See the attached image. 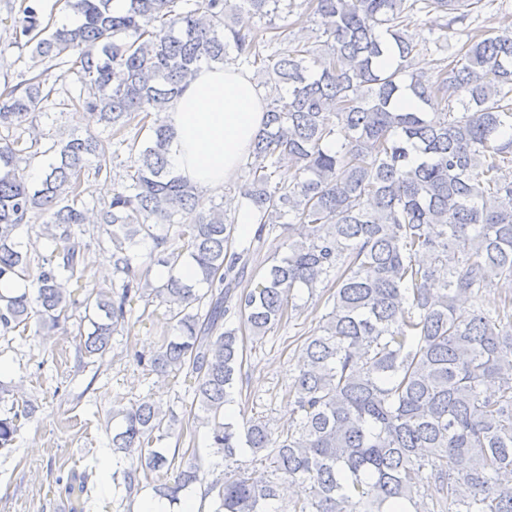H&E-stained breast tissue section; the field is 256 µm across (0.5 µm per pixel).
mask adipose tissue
I'll list each match as a JSON object with an SVG mask.
<instances>
[{
  "label": "adipose tissue",
  "mask_w": 512,
  "mask_h": 512,
  "mask_svg": "<svg viewBox=\"0 0 512 512\" xmlns=\"http://www.w3.org/2000/svg\"><path fill=\"white\" fill-rule=\"evenodd\" d=\"M266 95L247 73L201 68L163 113L173 172L202 192L223 189L265 119Z\"/></svg>",
  "instance_id": "adipose-tissue-1"
}]
</instances>
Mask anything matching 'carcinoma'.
Listing matches in <instances>:
<instances>
[{
  "label": "carcinoma",
  "mask_w": 512,
  "mask_h": 512,
  "mask_svg": "<svg viewBox=\"0 0 512 512\" xmlns=\"http://www.w3.org/2000/svg\"><path fill=\"white\" fill-rule=\"evenodd\" d=\"M480 0H307L326 52L311 56L296 37L263 55L274 20L295 0H62L78 17L55 26L38 0L14 19L30 69L0 91V283L32 278V292L0 294V332L71 318L84 276L85 176L111 177L110 159L128 164L111 199L96 207L107 227L117 282L82 305L92 330L77 326L78 351L104 355L129 324L132 304L155 296L168 306L176 337L139 353L160 375L191 379L193 419L210 427L224 463L248 449L262 474L227 472L207 486L213 512H512V300L495 314L463 313L458 302L512 281V28L467 40L432 78L409 73V28L420 12L451 27ZM268 18L262 31L227 21L228 7ZM254 67L288 88L265 108L245 168L240 202L258 234L288 229L287 253L263 268L254 288H235L256 252L234 247L235 218L200 210L195 186L173 175L163 111L201 65ZM80 84L73 102L110 136H72L30 183L21 164L40 151L18 130L50 101L54 70ZM409 97L415 108L402 112ZM38 213L49 255L34 261L16 233ZM150 239L157 262L185 256L196 276L171 274L150 287L132 248ZM331 289L322 323L306 338L288 389L293 424L224 419L246 349L274 333L302 289ZM239 316L240 325L228 321ZM22 410L0 415V450L10 449ZM112 448L130 458L122 498L152 487L174 505L199 481L195 461L175 466L179 449H152L177 420L148 400L112 413ZM177 469L173 481L164 480ZM300 492L288 510L280 482Z\"/></svg>",
  "instance_id": "obj_1"
}]
</instances>
